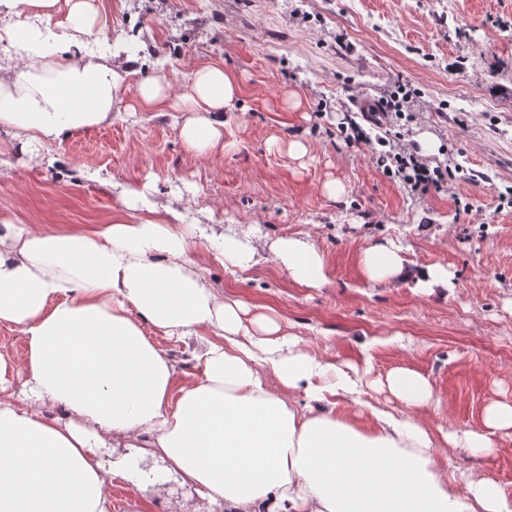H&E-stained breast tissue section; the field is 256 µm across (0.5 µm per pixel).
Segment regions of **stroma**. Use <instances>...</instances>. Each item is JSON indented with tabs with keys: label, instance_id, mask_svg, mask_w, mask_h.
<instances>
[{
	"label": "stroma",
	"instance_id": "stroma-1",
	"mask_svg": "<svg viewBox=\"0 0 512 512\" xmlns=\"http://www.w3.org/2000/svg\"><path fill=\"white\" fill-rule=\"evenodd\" d=\"M94 51L128 36L133 61L110 124L22 154L0 142V221L49 229L104 224L125 188L150 184L156 201L188 208L194 224H255L260 263L209 264L225 296L275 311L288 334L329 362L369 363L386 379L398 368L425 376L442 400L438 423L482 430L486 406L512 404V0H107ZM222 62L241 83L223 146L187 152L177 107L134 108V90L160 75L181 95L194 66ZM405 84L414 107L390 118L418 146L429 134L440 187H410L379 167V144L339 136L355 102ZM308 152L295 159L292 141ZM343 185L341 198L326 185ZM310 239L329 284L303 287L269 255L280 238ZM407 267L448 268L441 298L411 282L367 283L360 252L384 241ZM456 465L512 494V435L475 462ZM153 512H205L203 501L157 467L140 465Z\"/></svg>",
	"mask_w": 512,
	"mask_h": 512
}]
</instances>
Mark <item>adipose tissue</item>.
I'll use <instances>...</instances> for the list:
<instances>
[{
	"instance_id": "1",
	"label": "adipose tissue",
	"mask_w": 512,
	"mask_h": 512,
	"mask_svg": "<svg viewBox=\"0 0 512 512\" xmlns=\"http://www.w3.org/2000/svg\"><path fill=\"white\" fill-rule=\"evenodd\" d=\"M105 10V0H0L10 18L0 44L14 49L0 65V133L20 153L111 122L124 68L85 42ZM238 91L221 64L192 71L187 151L221 142ZM148 194L126 189L108 224L0 223V323L26 342L21 363L0 353V512H112L114 479L141 484L133 464L104 458L121 446L208 512H512V495L456 471L451 457L458 448L494 455L497 436L512 433V405L488 406L480 431L433 428L440 399L427 378L399 369L386 384L407 414L367 407L358 370L298 346L274 318L245 325L243 303L190 255L196 240L212 262L250 268L257 227L207 231ZM270 251L295 283L328 284L307 240L280 238ZM360 265L372 284L450 288L446 269H408L389 242L364 248ZM154 331L199 341L196 380L174 388L176 363ZM11 369L20 388L6 379Z\"/></svg>"
}]
</instances>
